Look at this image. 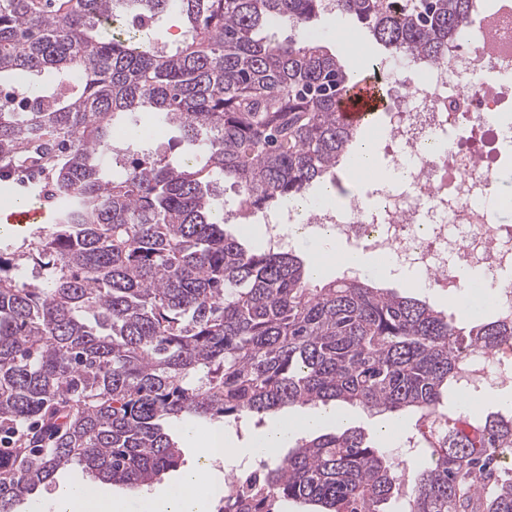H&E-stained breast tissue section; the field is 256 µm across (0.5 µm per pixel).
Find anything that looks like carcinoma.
Returning <instances> with one entry per match:
<instances>
[{"instance_id": "1", "label": "carcinoma", "mask_w": 512, "mask_h": 512, "mask_svg": "<svg viewBox=\"0 0 512 512\" xmlns=\"http://www.w3.org/2000/svg\"><path fill=\"white\" fill-rule=\"evenodd\" d=\"M0 0V175L36 171L54 224L0 251V512L80 466L139 488L179 467L165 422L291 408L407 411L421 444L397 460L361 428L297 439L265 502L311 512H512V410L467 412V355L512 347V320L466 325L371 279L324 282L293 251L224 231L217 185L253 210L335 178L358 129L336 102L344 66L312 26L351 15L391 53L447 59L473 0ZM177 14L175 49L146 37ZM291 22L297 35L279 39ZM151 110L183 158L119 117ZM30 269L31 279L22 275Z\"/></svg>"}]
</instances>
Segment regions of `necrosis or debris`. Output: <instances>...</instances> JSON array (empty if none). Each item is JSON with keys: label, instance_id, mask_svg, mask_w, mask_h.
Segmentation results:
<instances>
[{"label": "necrosis or debris", "instance_id": "necrosis-or-debris-1", "mask_svg": "<svg viewBox=\"0 0 512 512\" xmlns=\"http://www.w3.org/2000/svg\"><path fill=\"white\" fill-rule=\"evenodd\" d=\"M384 68L409 74L374 131L386 165L405 180L364 177V194L304 214L281 205L265 218L267 248L291 247L297 224L347 249L392 254L430 288L458 287L456 270L476 269L496 290L499 316L512 319V225L496 219L512 207V194L496 191L497 163L512 156V0H478L447 61L409 56Z\"/></svg>", "mask_w": 512, "mask_h": 512}]
</instances>
